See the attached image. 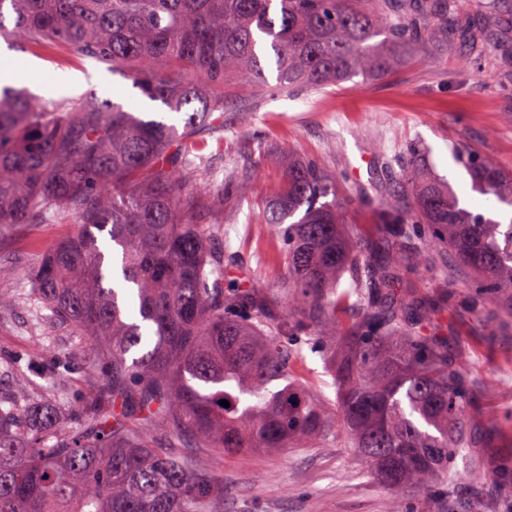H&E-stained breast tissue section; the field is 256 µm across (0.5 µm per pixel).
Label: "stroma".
<instances>
[{
	"label": "stroma",
	"mask_w": 512,
	"mask_h": 512,
	"mask_svg": "<svg viewBox=\"0 0 512 512\" xmlns=\"http://www.w3.org/2000/svg\"><path fill=\"white\" fill-rule=\"evenodd\" d=\"M13 56L38 63V94L68 99L93 93L139 112L154 109L124 71L79 58L58 43L46 41ZM201 137L208 163L196 176L234 183L224 206V248L243 268L256 270V288L279 287L287 274L284 248L253 201L277 190L292 157L316 160L335 178L352 245L391 259L396 252L383 235L382 213L406 158L448 184L462 206L487 215L501 211V204L475 189L454 154L462 150L512 171V57L479 37L456 50L422 46L389 76L357 77L332 91L256 93L229 84L223 128ZM263 148L269 153L264 162ZM67 230L64 224L0 228V293L12 299L0 310V356L39 359L68 350L87 360L79 339L54 328L30 294L36 262ZM404 278L428 306L424 333L472 364L468 423L482 468L456 462L450 474L454 499L428 500L383 487L364 473L340 433L311 448L237 457L181 443L180 452L223 477V512H512V488L483 471L512 465V320H499L493 308L470 309L471 275L449 253H435L430 266H410Z\"/></svg>",
	"instance_id": "35a3bbf8"
}]
</instances>
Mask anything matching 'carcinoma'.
Returning a JSON list of instances; mask_svg holds the SVG:
<instances>
[{
    "label": "carcinoma",
    "instance_id": "cac0c4a2",
    "mask_svg": "<svg viewBox=\"0 0 512 512\" xmlns=\"http://www.w3.org/2000/svg\"><path fill=\"white\" fill-rule=\"evenodd\" d=\"M476 28L471 0H0L10 46L53 40L131 65L140 95L181 115L178 126L95 95L0 87V226L73 225L38 260L33 297L80 338L96 380L67 393L81 366L53 353L36 374L55 393L0 388V512H222L224 480L174 448L237 455L328 438L320 400L291 374L305 346L334 377L335 420L366 472L403 493L454 496L448 468L471 448L470 367L416 333L426 307L400 289L405 264L355 249L335 183L318 162L290 159L286 188L260 211L287 251L280 308L231 279L224 221L194 218L224 211L225 195L191 180L204 157L190 139L223 126L218 86L264 92L272 67L283 92L382 78L411 48H454ZM459 161L512 207V172ZM397 180L385 235L400 246L423 228L409 261L451 252L472 275L471 306L511 319L512 219L461 206L410 159Z\"/></svg>",
    "mask_w": 512,
    "mask_h": 512
}]
</instances>
